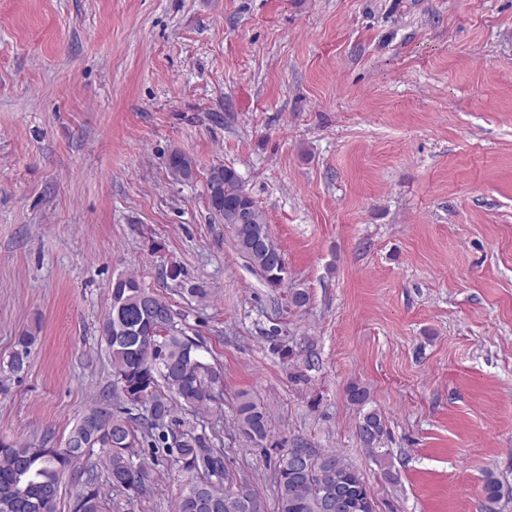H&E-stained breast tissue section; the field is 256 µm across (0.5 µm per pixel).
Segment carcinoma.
<instances>
[{
  "label": "carcinoma",
  "mask_w": 512,
  "mask_h": 512,
  "mask_svg": "<svg viewBox=\"0 0 512 512\" xmlns=\"http://www.w3.org/2000/svg\"><path fill=\"white\" fill-rule=\"evenodd\" d=\"M168 169L176 182L195 177L192 159L180 150L169 155ZM207 198L211 212L229 226L240 252L263 273L274 289L287 285L282 250L271 237L264 212L244 188L236 171L222 165L210 169ZM111 307L101 327V342L112 367V396L142 409L137 417L109 412L96 431L81 425L103 413L91 407L76 421L63 447L37 448L0 438V512H54L62 480L79 473L73 486L71 512H102L97 466H83L93 449H100V466L112 487L133 495L145 491L152 468L137 448L148 443L165 453L189 478L180 489L175 512H260L257 493L248 483H225L224 449L184 428L178 410H199L215 400L224 378L200 353V345L176 327L170 305L132 276L112 281ZM36 336L17 337L8 368L24 369ZM350 403L363 410L359 435L384 475L395 479L389 452L382 449L385 421L375 409H365L367 389L353 383ZM237 424L255 442L269 437L270 419L263 404L248 394L239 397ZM276 512H331V498L340 496L337 512H376L363 474L336 453L316 454L307 448L279 449L276 460ZM483 512L512 495V487L488 476L483 486Z\"/></svg>",
  "instance_id": "carcinoma-1"
}]
</instances>
